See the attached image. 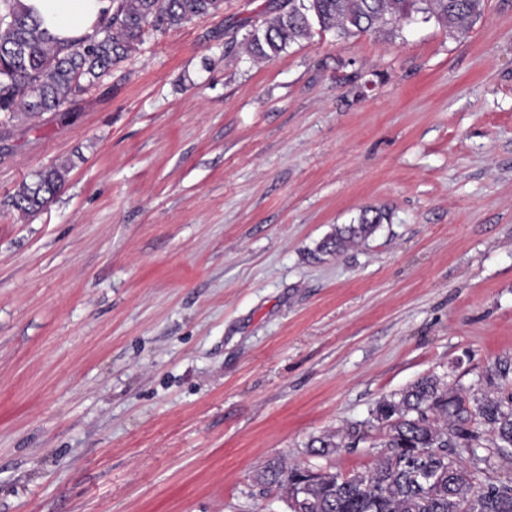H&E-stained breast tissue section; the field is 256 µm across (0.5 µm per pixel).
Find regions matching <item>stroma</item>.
<instances>
[{
	"label": "stroma",
	"mask_w": 512,
	"mask_h": 512,
	"mask_svg": "<svg viewBox=\"0 0 512 512\" xmlns=\"http://www.w3.org/2000/svg\"><path fill=\"white\" fill-rule=\"evenodd\" d=\"M281 2L148 34L0 137V512H288L258 471L371 467L380 399L512 391V0L257 62ZM369 206L368 240L319 252ZM69 171V167L65 164L42 170L35 182L22 183L12 199L11 206L24 217L39 214L64 188Z\"/></svg>",
	"instance_id": "1"
}]
</instances>
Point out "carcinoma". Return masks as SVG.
I'll use <instances>...</instances> for the list:
<instances>
[{
    "instance_id": "1",
    "label": "carcinoma",
    "mask_w": 512,
    "mask_h": 512,
    "mask_svg": "<svg viewBox=\"0 0 512 512\" xmlns=\"http://www.w3.org/2000/svg\"><path fill=\"white\" fill-rule=\"evenodd\" d=\"M223 0H110L91 35L58 40L21 0H0V128L14 119L72 103L101 83L139 50L148 31L166 33L197 17L219 11ZM485 0H288L249 34L245 50L258 62H271L290 45L309 38L314 26L341 37L374 33L394 37L403 25L434 22L466 33L483 14ZM69 167L54 165L24 183L12 207L24 217L44 210L68 181ZM385 214L365 209L355 224L336 227L320 245L339 253L369 238ZM386 428L383 452L374 465L337 473L301 472L282 460L264 467L266 485L307 503L303 512H512V480L494 481L481 464L483 442L512 448V394H469L425 377L399 399H382L372 411ZM313 452L329 456L341 447L332 436L311 441ZM455 457L448 469V456ZM434 471L433 484L418 477Z\"/></svg>"
}]
</instances>
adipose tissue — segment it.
I'll return each mask as SVG.
<instances>
[{
    "instance_id": "adipose-tissue-1",
    "label": "adipose tissue",
    "mask_w": 512,
    "mask_h": 512,
    "mask_svg": "<svg viewBox=\"0 0 512 512\" xmlns=\"http://www.w3.org/2000/svg\"><path fill=\"white\" fill-rule=\"evenodd\" d=\"M109 0H23L59 39L92 34Z\"/></svg>"
}]
</instances>
